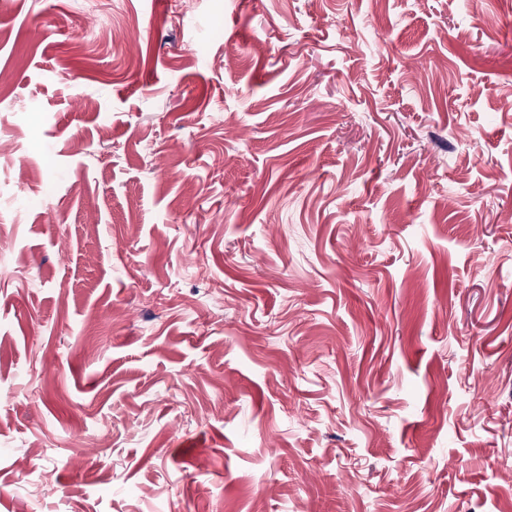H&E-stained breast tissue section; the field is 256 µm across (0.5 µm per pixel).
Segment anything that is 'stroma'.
I'll use <instances>...</instances> for the list:
<instances>
[{"label": "stroma", "mask_w": 512, "mask_h": 512, "mask_svg": "<svg viewBox=\"0 0 512 512\" xmlns=\"http://www.w3.org/2000/svg\"><path fill=\"white\" fill-rule=\"evenodd\" d=\"M0 512H512V0H0Z\"/></svg>", "instance_id": "stroma-1"}]
</instances>
